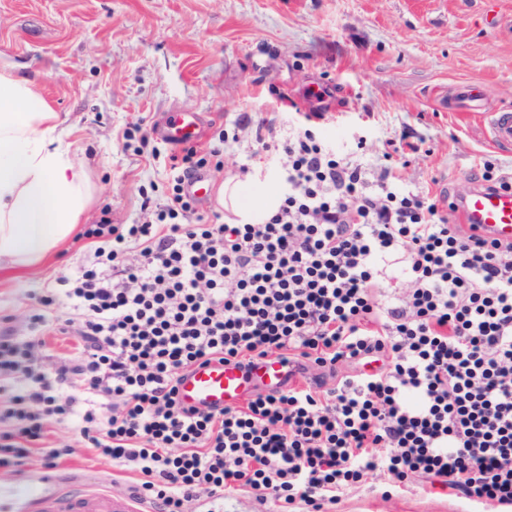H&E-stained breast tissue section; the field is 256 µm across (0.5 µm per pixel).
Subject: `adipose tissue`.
I'll return each instance as SVG.
<instances>
[{"label":"adipose tissue","instance_id":"adipose-tissue-1","mask_svg":"<svg viewBox=\"0 0 512 512\" xmlns=\"http://www.w3.org/2000/svg\"><path fill=\"white\" fill-rule=\"evenodd\" d=\"M59 112L33 83L0 72V263L35 267L68 242L92 203L89 178ZM217 201L242 224L263 221L279 193L251 178L222 182Z\"/></svg>","mask_w":512,"mask_h":512}]
</instances>
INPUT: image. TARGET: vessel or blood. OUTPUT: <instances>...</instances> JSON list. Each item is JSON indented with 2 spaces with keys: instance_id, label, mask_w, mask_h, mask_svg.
I'll list each match as a JSON object with an SVG mask.
<instances>
[{
  "instance_id": "obj_1",
  "label": "vessel or blood",
  "mask_w": 512,
  "mask_h": 512,
  "mask_svg": "<svg viewBox=\"0 0 512 512\" xmlns=\"http://www.w3.org/2000/svg\"><path fill=\"white\" fill-rule=\"evenodd\" d=\"M493 141L512 146V113L494 112L489 116ZM201 124L190 112L173 116L160 127L169 142L187 144L197 140ZM459 212L464 224H475L496 238L512 240V190L490 192L471 190L462 200ZM287 364L274 356L254 360L251 365L214 361L185 372L178 383L183 406L215 411L241 404L256 387L281 388L288 376ZM25 512H142L141 501L133 495L115 496L93 483L60 491L33 489L25 495Z\"/></svg>"
}]
</instances>
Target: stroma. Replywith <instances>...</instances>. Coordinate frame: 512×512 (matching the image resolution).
<instances>
[{"label":"stroma","instance_id":"stroma-1","mask_svg":"<svg viewBox=\"0 0 512 512\" xmlns=\"http://www.w3.org/2000/svg\"><path fill=\"white\" fill-rule=\"evenodd\" d=\"M0 71L33 82L73 126L71 150L90 173L85 225L140 224L164 203L173 146L156 132L180 112L201 120L208 182L241 166L268 178L267 146L306 114L337 156L368 173L392 167L411 190L452 205L473 174H512V147L491 142L487 113L512 110V0H0ZM482 90L456 109L457 87ZM416 152L394 153L401 142ZM93 240L73 237L36 268L0 271V329L28 340L40 289L77 275ZM99 405L46 421L45 445L66 449L55 467L33 455L0 469V512L41 475L82 473L114 493L138 472L97 460L80 434ZM336 512H503L432 488L422 477L392 486L382 473L347 489Z\"/></svg>","mask_w":512,"mask_h":512}]
</instances>
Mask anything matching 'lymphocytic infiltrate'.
Segmentation results:
<instances>
[{
    "instance_id": "1",
    "label": "lymphocytic infiltrate",
    "mask_w": 512,
    "mask_h": 512,
    "mask_svg": "<svg viewBox=\"0 0 512 512\" xmlns=\"http://www.w3.org/2000/svg\"><path fill=\"white\" fill-rule=\"evenodd\" d=\"M202 165L183 147L154 221L93 225L94 261L39 296L40 333L58 293L82 309L75 357L33 369L32 342L0 336V383L14 385L0 468L41 446V414L73 413L76 388L105 411L84 415L82 436L139 471L135 492L158 512L241 488L332 512L378 471L511 507L512 242L460 232L307 126L272 164L282 203L261 223H193L184 182ZM268 355L300 381L218 412L181 406L192 366Z\"/></svg>"
}]
</instances>
